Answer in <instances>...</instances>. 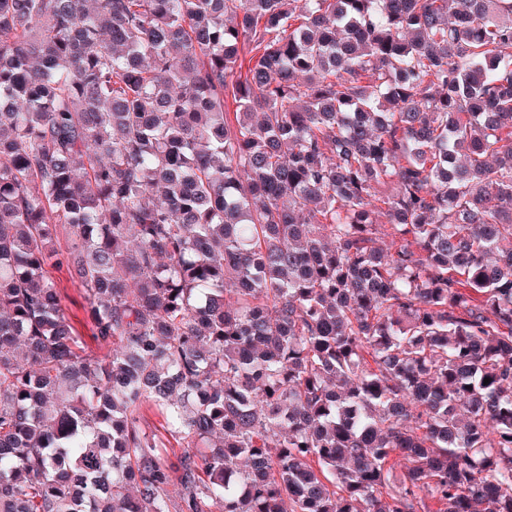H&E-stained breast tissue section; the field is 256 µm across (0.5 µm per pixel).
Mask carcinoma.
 Returning <instances> with one entry per match:
<instances>
[{"label":"carcinoma","mask_w":512,"mask_h":512,"mask_svg":"<svg viewBox=\"0 0 512 512\" xmlns=\"http://www.w3.org/2000/svg\"><path fill=\"white\" fill-rule=\"evenodd\" d=\"M297 2L0 0V512H512V0ZM53 276L60 285L62 305L66 315L71 323L82 336L85 344L95 349L97 344L93 336L91 325L87 321L85 311L83 309L84 300L77 288H74L68 281V275L65 269L52 270Z\"/></svg>","instance_id":"carcinoma-1"}]
</instances>
